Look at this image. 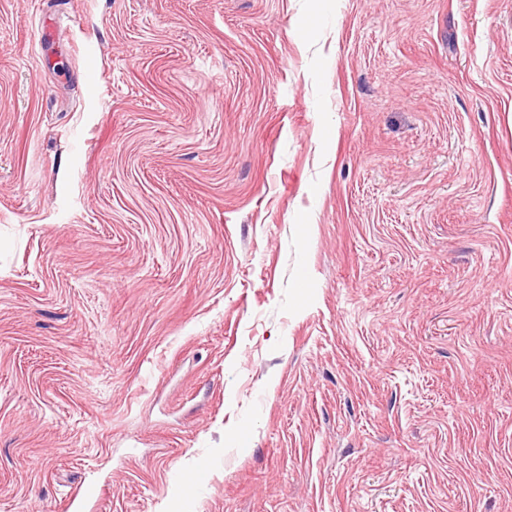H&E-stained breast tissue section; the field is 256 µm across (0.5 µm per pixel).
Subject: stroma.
Returning a JSON list of instances; mask_svg holds the SVG:
<instances>
[{"label": "stroma", "instance_id": "stroma-1", "mask_svg": "<svg viewBox=\"0 0 512 512\" xmlns=\"http://www.w3.org/2000/svg\"><path fill=\"white\" fill-rule=\"evenodd\" d=\"M0 512H512V0H0Z\"/></svg>", "mask_w": 512, "mask_h": 512}]
</instances>
